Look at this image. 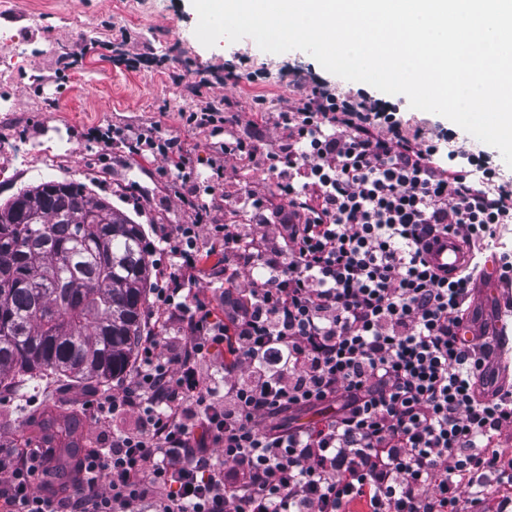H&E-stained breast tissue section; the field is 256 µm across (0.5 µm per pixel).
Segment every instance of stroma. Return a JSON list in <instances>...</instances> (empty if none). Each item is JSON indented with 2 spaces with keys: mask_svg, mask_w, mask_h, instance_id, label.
<instances>
[{
  "mask_svg": "<svg viewBox=\"0 0 512 512\" xmlns=\"http://www.w3.org/2000/svg\"><path fill=\"white\" fill-rule=\"evenodd\" d=\"M198 16L191 0H0V32L14 35L0 44V56L15 64L0 70V204L41 180H75L142 225L154 241L157 220L179 224L183 207L166 187L163 161L105 148L89 138L91 128L112 124L146 127L153 121L174 127L179 115L213 97L233 104L248 119L256 100L265 112L280 111L292 98L294 70L308 72L324 86L399 107L405 120L429 132L453 129L457 144L483 152L512 187V168L498 150L478 141L452 121L410 107L403 95L325 71L309 54L262 51L251 38L203 46L194 34ZM139 53L131 70L118 63L119 44ZM203 83L201 95H182L172 75ZM98 386L54 378L27 388L25 397L9 394L0 406V443L20 447L30 436L32 411L64 407L78 414L74 440L93 447L99 434L135 427V413L95 424L90 407Z\"/></svg>",
  "mask_w": 512,
  "mask_h": 512,
  "instance_id": "35a3bbf8",
  "label": "stroma"
}]
</instances>
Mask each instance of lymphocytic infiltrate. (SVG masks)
Returning a JSON list of instances; mask_svg holds the SVG:
<instances>
[{
    "label": "lymphocytic infiltrate",
    "mask_w": 512,
    "mask_h": 512,
    "mask_svg": "<svg viewBox=\"0 0 512 512\" xmlns=\"http://www.w3.org/2000/svg\"><path fill=\"white\" fill-rule=\"evenodd\" d=\"M269 143L226 99L182 113L184 127L224 136L205 185L187 140L153 125L93 138L163 160L189 214L155 231L160 269L151 331L125 384L98 395L97 423L135 412L134 429L100 436L79 458L74 493L36 487L52 448L0 445V512H507L512 487L499 438L512 389L493 387L491 336L465 340L477 268L435 273L430 238L482 249L512 224V194L452 134L410 130L398 108L293 82ZM245 125L238 135L234 126ZM260 164L272 186L224 197V163ZM248 208L256 233L234 222ZM225 210L231 223L213 224ZM224 257L204 265L206 249ZM263 268L248 291L233 284ZM223 279L224 312L195 285ZM329 405V416L300 424Z\"/></svg>",
    "instance_id": "f902f5d3"
}]
</instances>
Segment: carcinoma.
<instances>
[{"instance_id": "1", "label": "carcinoma", "mask_w": 512, "mask_h": 512, "mask_svg": "<svg viewBox=\"0 0 512 512\" xmlns=\"http://www.w3.org/2000/svg\"><path fill=\"white\" fill-rule=\"evenodd\" d=\"M29 193L32 217L0 206V384L103 385L123 375L141 336L153 285L143 230L80 183ZM30 423L61 448L79 447L65 413Z\"/></svg>"}]
</instances>
